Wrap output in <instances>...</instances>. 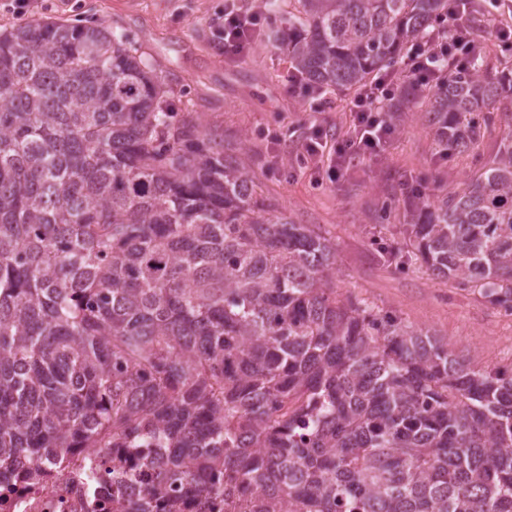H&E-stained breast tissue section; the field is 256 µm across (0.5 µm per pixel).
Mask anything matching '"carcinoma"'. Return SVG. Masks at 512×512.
<instances>
[{
    "instance_id": "1",
    "label": "carcinoma",
    "mask_w": 512,
    "mask_h": 512,
    "mask_svg": "<svg viewBox=\"0 0 512 512\" xmlns=\"http://www.w3.org/2000/svg\"><path fill=\"white\" fill-rule=\"evenodd\" d=\"M281 42L306 87L359 89L448 0H297ZM424 122L498 154L413 194L406 246L512 312V69L448 63ZM127 38L30 19L0 33V484L139 457L120 512H512V366L333 288L336 247L259 198L236 148ZM411 85L388 104L408 111Z\"/></svg>"
}]
</instances>
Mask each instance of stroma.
Wrapping results in <instances>:
<instances>
[{
  "instance_id": "1",
  "label": "stroma",
  "mask_w": 512,
  "mask_h": 512,
  "mask_svg": "<svg viewBox=\"0 0 512 512\" xmlns=\"http://www.w3.org/2000/svg\"><path fill=\"white\" fill-rule=\"evenodd\" d=\"M296 8L295 0H277L264 14V34L240 58L225 57L215 41L224 0H34L23 16L0 8V31L26 17L88 18L127 34L172 86L171 111L198 113L236 145L240 166L263 199L332 238L338 295L430 330L480 367L512 364V314L419 265L388 262L376 246L381 240L403 247L407 185L430 195L459 191L495 156L501 129L486 133L479 152L442 150L422 120L421 95L380 156L356 162L345 179L317 184L304 145L316 128L332 144L346 134L353 94H311L286 53L269 41L268 32L287 28Z\"/></svg>"
}]
</instances>
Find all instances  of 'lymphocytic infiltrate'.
Returning a JSON list of instances; mask_svg holds the SVG:
<instances>
[{
  "label": "lymphocytic infiltrate",
  "instance_id": "lymphocytic-infiltrate-1",
  "mask_svg": "<svg viewBox=\"0 0 512 512\" xmlns=\"http://www.w3.org/2000/svg\"><path fill=\"white\" fill-rule=\"evenodd\" d=\"M262 16L241 8L237 0H224V17L217 25L228 57L244 56L261 31ZM443 38L424 40L404 59L399 70L379 75L361 88L350 102L354 124L350 133L328 146L323 139L306 142L305 161L329 181L345 178L354 160L375 156L391 139L395 127L387 120L385 102L410 83L420 88H439L446 76L445 64L452 53L470 63L483 52L485 37L473 31L464 10L450 9L441 21Z\"/></svg>",
  "mask_w": 512,
  "mask_h": 512
}]
</instances>
